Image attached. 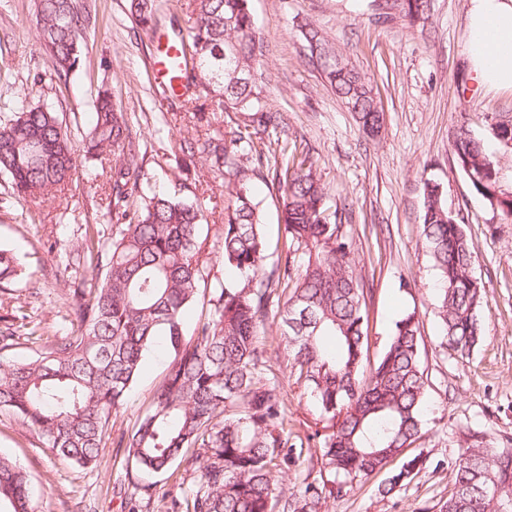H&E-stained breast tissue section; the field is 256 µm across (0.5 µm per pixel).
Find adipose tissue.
Returning a JSON list of instances; mask_svg holds the SVG:
<instances>
[{
    "label": "adipose tissue",
    "instance_id": "1",
    "mask_svg": "<svg viewBox=\"0 0 512 512\" xmlns=\"http://www.w3.org/2000/svg\"><path fill=\"white\" fill-rule=\"evenodd\" d=\"M467 32L476 84L512 90V0H470Z\"/></svg>",
    "mask_w": 512,
    "mask_h": 512
}]
</instances>
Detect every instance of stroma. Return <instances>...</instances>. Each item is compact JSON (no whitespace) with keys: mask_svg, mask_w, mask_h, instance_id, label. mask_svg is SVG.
Returning a JSON list of instances; mask_svg holds the SVG:
<instances>
[{"mask_svg":"<svg viewBox=\"0 0 512 512\" xmlns=\"http://www.w3.org/2000/svg\"><path fill=\"white\" fill-rule=\"evenodd\" d=\"M98 29L79 68L67 80L39 50L33 0H0V119L16 105L56 112L74 141L93 119L98 88H108L125 112L145 189H180L204 211L199 238L217 252L230 195L223 175L205 158L182 155L184 140L230 139L242 115L221 111L214 98L177 96L156 77L154 61L172 28L189 30L192 0H159L151 22L141 23L130 0H91ZM469 0H433L425 29L402 18L377 20L371 0H251L266 53L261 98L281 113L280 140L308 151L333 202L349 216L356 273L368 304L369 358L377 360L393 324L415 313L423 336L421 360L428 376L424 425L409 456L421 470L388 496L377 473L354 480L346 495L326 502L328 512H435L452 487L450 460L467 435L496 448L512 439V219L493 210L457 166L449 143L457 125L486 136L492 120H512L511 90H475L467 53ZM316 28L337 52L370 79L385 114L378 135L365 133L313 64L302 38ZM113 157L79 159L73 180L38 200L15 195L0 175V244L18 250L26 275L0 283V336L10 339L0 358L45 350L78 327L71 311V276L64 252L77 248L88 224L106 223ZM253 181L264 210L266 266L284 259L288 245L278 226L283 195L272 166L254 165ZM439 182L449 211L463 216L478 258L474 274L487 291L485 338L469 355L450 356L436 316L435 270L422 235L423 185ZM268 318L260 339L264 372L283 382L291 441L318 445L332 431L297 382ZM170 353L150 356L127 403L112 418L98 462L89 467L59 458L47 443L0 412V451L34 479L37 512H184L196 466L181 463L157 476L150 491L127 465L118 442L150 408L163 383Z\"/></svg>","mask_w":512,"mask_h":512,"instance_id":"obj_1","label":"stroma"}]
</instances>
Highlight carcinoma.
I'll use <instances>...</instances> for the list:
<instances>
[{
  "label": "carcinoma",
  "instance_id": "carcinoma-1",
  "mask_svg": "<svg viewBox=\"0 0 512 512\" xmlns=\"http://www.w3.org/2000/svg\"><path fill=\"white\" fill-rule=\"evenodd\" d=\"M194 23L180 40L183 87L218 91L223 112L244 115L230 140L184 142L227 181L219 260L224 284L214 289L208 316L189 324L209 258L202 257L201 205L175 192L142 193L140 168L123 162L112 170L108 214L115 224H88L73 251L77 265L92 269L72 282L79 321L34 358L0 362V409L47 441L58 456L97 463L112 416L143 372L158 340L173 352L164 384L128 439L118 447L141 474L167 472L197 448L203 466L186 497V512H322L347 483L387 468L420 437L425 407L419 322L409 313L394 323L388 344L369 374L368 308L355 272V243L345 213L331 209L306 154L283 149L278 177L285 201L278 223L288 241L284 264L264 267L267 241L260 202L238 144L275 132L280 115L260 103L258 73L265 46L257 36L250 0H193ZM40 48L59 78L78 67L97 17L89 0H33ZM379 7L413 26H425L431 0H393ZM142 22L152 20L155 0H131ZM311 59L331 88L372 134L382 125L376 93L350 62L311 27L304 34ZM228 57H222V53ZM512 141V123L495 121L487 139L461 126L450 146L459 169L490 206L512 217V187L487 142ZM132 145L125 113L106 91L98 94L87 156L120 158ZM76 148L56 113L23 107L0 124V174L17 195L45 196L72 182ZM140 197L139 206L129 204ZM422 234L437 276V317L448 352L464 357L483 339L484 284L475 277L477 252L465 222L443 202L439 183L423 188ZM24 274L20 254L0 247V282ZM288 298L276 315L289 360L321 414L333 421L319 448L323 468L342 477L327 487L277 486L274 471L302 457L285 434L284 386L261 375L265 350L259 328L273 307V292ZM191 335H186L187 327ZM419 457L391 471L380 486L392 493L420 470ZM453 487L437 512H512V448L477 441L457 449ZM29 474L0 453V504L9 512H35Z\"/></svg>",
  "mask_w": 512,
  "mask_h": 512
}]
</instances>
